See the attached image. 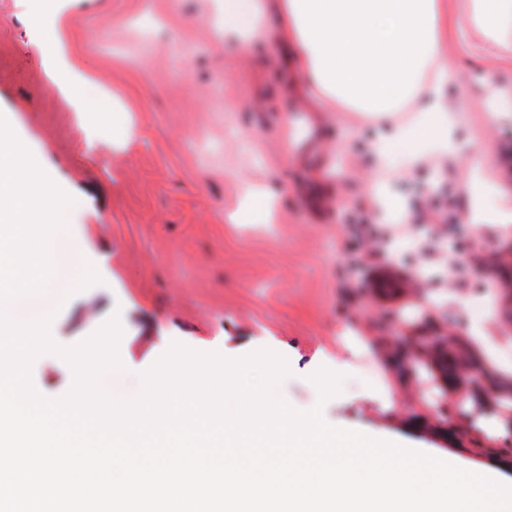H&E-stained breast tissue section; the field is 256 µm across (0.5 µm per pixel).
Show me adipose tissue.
I'll use <instances>...</instances> for the list:
<instances>
[{
	"label": "adipose tissue",
	"mask_w": 512,
	"mask_h": 512,
	"mask_svg": "<svg viewBox=\"0 0 512 512\" xmlns=\"http://www.w3.org/2000/svg\"><path fill=\"white\" fill-rule=\"evenodd\" d=\"M224 27V47L245 55L266 38L258 18L276 15L278 38L289 42L296 73L322 89L321 103L340 101L388 119L400 103L421 98L417 123L399 128L406 142L448 148L454 123L444 90L453 75L444 66L448 46L441 31L440 0H214ZM33 37L49 85L71 110L104 129L118 123L108 103L91 96L90 78L72 53L65 0H44Z\"/></svg>",
	"instance_id": "adipose-tissue-1"
}]
</instances>
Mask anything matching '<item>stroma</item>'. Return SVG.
Listing matches in <instances>:
<instances>
[{"mask_svg":"<svg viewBox=\"0 0 512 512\" xmlns=\"http://www.w3.org/2000/svg\"><path fill=\"white\" fill-rule=\"evenodd\" d=\"M35 0H0V114L72 197L67 231L98 283L55 309L52 339L70 347L118 317L120 370L104 388L130 398L171 346L239 358L268 349L289 374L276 397L306 411L310 377L341 370L323 403L336 427L399 443L512 487V456L495 460L473 422L512 425V394L482 380L485 351L512 365V267L456 279L460 258L512 249V231L473 212L512 205V121H490L482 64L512 83V26L488 39L468 25L471 0H444L445 64L456 114L442 169L382 181L371 152L381 129L337 108L316 126L287 89L280 44L250 57L224 51L213 0H72L68 36L96 88L130 126L88 137L52 91L29 30ZM279 195L271 212L230 223L248 187ZM417 220L415 241L388 244L378 213ZM91 320L65 323L86 300ZM429 348L393 372L379 349Z\"/></svg>","mask_w":512,"mask_h":512,"instance_id":"obj_1","label":"stroma"}]
</instances>
